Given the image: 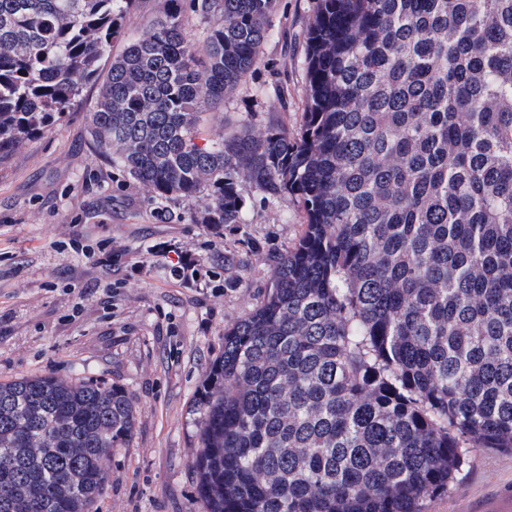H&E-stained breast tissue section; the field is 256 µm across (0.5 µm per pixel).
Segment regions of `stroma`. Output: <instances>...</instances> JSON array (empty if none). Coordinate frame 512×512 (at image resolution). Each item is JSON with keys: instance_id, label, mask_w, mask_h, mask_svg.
Returning <instances> with one entry per match:
<instances>
[{"instance_id": "stroma-1", "label": "stroma", "mask_w": 512, "mask_h": 512, "mask_svg": "<svg viewBox=\"0 0 512 512\" xmlns=\"http://www.w3.org/2000/svg\"><path fill=\"white\" fill-rule=\"evenodd\" d=\"M315 0H277L256 64L205 114L203 135L278 124L297 133L306 104L305 32ZM97 89L0 164V381L52 374L103 378L134 407L129 442L106 462L107 484L92 512H205L192 469L194 395L224 349V333L259 304L277 259L305 228L292 197L273 205L247 197L245 230L173 222L180 201L160 203L93 142ZM175 240L214 272L187 288L152 255ZM259 255L236 286L227 252ZM92 247L94 256L83 253ZM144 262L135 270L134 262ZM512 504V452L473 448L447 493L425 512H493Z\"/></svg>"}]
</instances>
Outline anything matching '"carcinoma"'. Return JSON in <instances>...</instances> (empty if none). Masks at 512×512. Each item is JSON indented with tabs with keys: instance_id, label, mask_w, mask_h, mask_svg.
<instances>
[{
	"instance_id": "obj_1",
	"label": "carcinoma",
	"mask_w": 512,
	"mask_h": 512,
	"mask_svg": "<svg viewBox=\"0 0 512 512\" xmlns=\"http://www.w3.org/2000/svg\"><path fill=\"white\" fill-rule=\"evenodd\" d=\"M135 0H0V163L98 85L97 145L202 224L246 189L306 228L194 402L207 512H422L470 448L512 450V0H316L300 134L195 142L276 0H183L115 57ZM118 385L0 382V512H90L129 441ZM183 26L189 37L196 43H202L209 32L211 22L209 19L186 8L182 15Z\"/></svg>"
}]
</instances>
